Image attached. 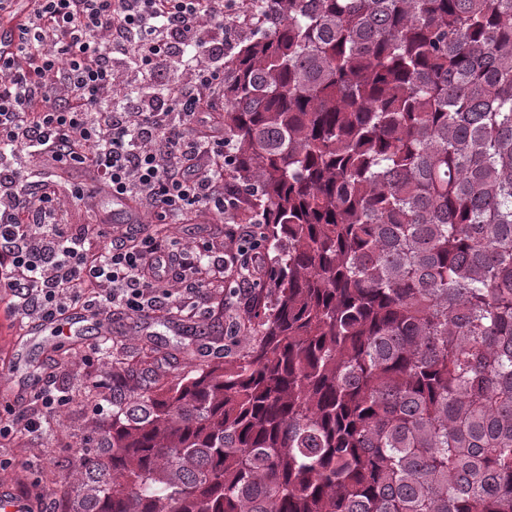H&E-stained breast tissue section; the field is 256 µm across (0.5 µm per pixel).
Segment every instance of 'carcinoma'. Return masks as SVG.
<instances>
[{"label": "carcinoma", "mask_w": 512, "mask_h": 512, "mask_svg": "<svg viewBox=\"0 0 512 512\" xmlns=\"http://www.w3.org/2000/svg\"><path fill=\"white\" fill-rule=\"evenodd\" d=\"M253 2L261 292L170 381L107 352L61 512H512V0Z\"/></svg>", "instance_id": "obj_1"}]
</instances>
